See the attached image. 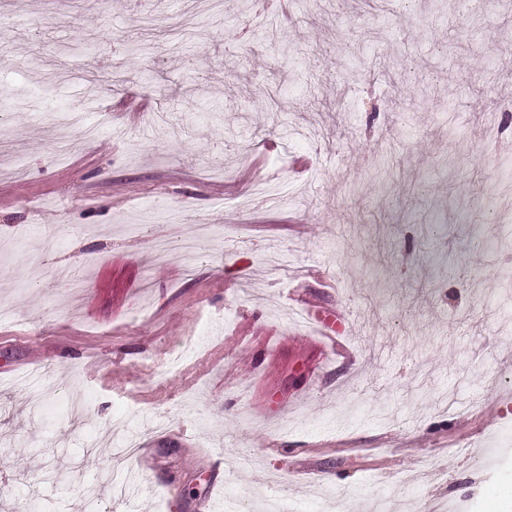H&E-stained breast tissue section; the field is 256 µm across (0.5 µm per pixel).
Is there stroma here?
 I'll return each instance as SVG.
<instances>
[{
  "instance_id": "obj_1",
  "label": "stroma",
  "mask_w": 512,
  "mask_h": 512,
  "mask_svg": "<svg viewBox=\"0 0 512 512\" xmlns=\"http://www.w3.org/2000/svg\"><path fill=\"white\" fill-rule=\"evenodd\" d=\"M225 3L0 0V512H512V0ZM288 199V190L281 186L260 183L253 187L252 198L239 202V207L244 209L250 202L256 200L270 207H280Z\"/></svg>"
}]
</instances>
